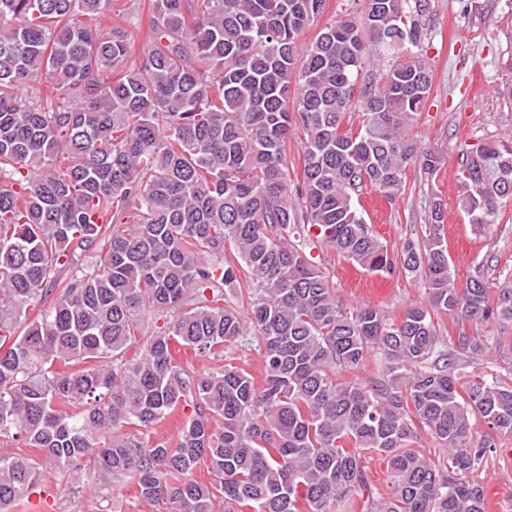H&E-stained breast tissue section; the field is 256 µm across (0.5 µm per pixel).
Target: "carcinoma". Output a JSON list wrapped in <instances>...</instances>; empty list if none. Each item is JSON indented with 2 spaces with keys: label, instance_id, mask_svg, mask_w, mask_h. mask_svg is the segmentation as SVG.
I'll list each match as a JSON object with an SVG mask.
<instances>
[{
  "label": "carcinoma",
  "instance_id": "1",
  "mask_svg": "<svg viewBox=\"0 0 512 512\" xmlns=\"http://www.w3.org/2000/svg\"><path fill=\"white\" fill-rule=\"evenodd\" d=\"M325 3L152 0L134 57L124 4L0 0V441L40 449L74 487L87 471L102 489L134 479L172 512H213L219 497L224 512H487L469 475L512 436V369L464 382L435 319L512 320V278L456 282L438 200L395 254L355 205L368 185L395 198L416 156L425 174L440 166L408 135L432 89L413 52L428 0H367L301 56ZM381 52L404 59L360 81ZM356 111L358 129L341 130ZM460 188L470 223L494 224L512 199V146L466 156ZM297 226L368 272L422 275L427 302L398 323L347 307ZM228 250L250 270L244 285ZM226 293L248 295L249 320ZM146 313L163 324L128 361ZM249 336L260 384L231 362L190 374L174 357H222ZM457 348L512 359L499 336L462 332ZM181 407L192 413L176 443L144 441ZM423 432L447 470L415 449ZM368 453L387 465L386 497ZM42 480L38 463L0 455V512ZM366 466L368 479L372 488H375L376 492L386 497L389 492L386 463H384L377 454H369L366 456Z\"/></svg>",
  "mask_w": 512,
  "mask_h": 512
}]
</instances>
